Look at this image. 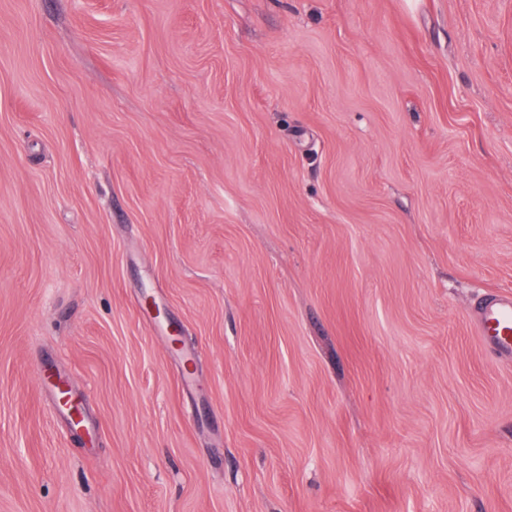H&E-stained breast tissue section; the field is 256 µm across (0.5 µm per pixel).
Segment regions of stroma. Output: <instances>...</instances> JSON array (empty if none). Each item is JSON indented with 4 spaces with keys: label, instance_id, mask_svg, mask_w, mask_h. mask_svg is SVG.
<instances>
[{
    "label": "stroma",
    "instance_id": "obj_1",
    "mask_svg": "<svg viewBox=\"0 0 512 512\" xmlns=\"http://www.w3.org/2000/svg\"><path fill=\"white\" fill-rule=\"evenodd\" d=\"M503 293L512 0H0V512H512ZM476 330L495 353L512 356V294L482 299L476 306Z\"/></svg>",
    "mask_w": 512,
    "mask_h": 512
}]
</instances>
